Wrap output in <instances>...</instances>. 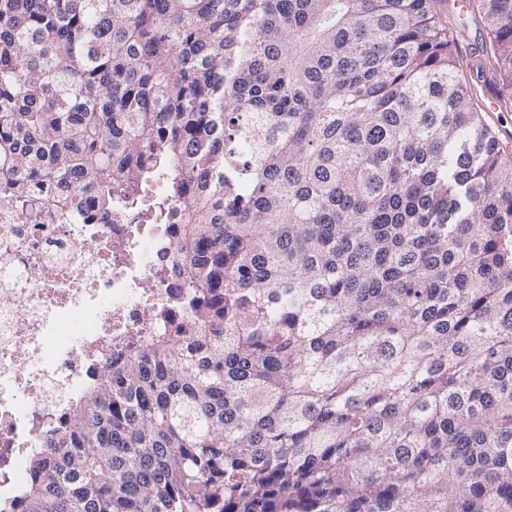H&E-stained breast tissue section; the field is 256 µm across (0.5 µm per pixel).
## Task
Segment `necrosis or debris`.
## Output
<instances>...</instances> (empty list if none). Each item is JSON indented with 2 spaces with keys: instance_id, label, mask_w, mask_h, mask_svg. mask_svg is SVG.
<instances>
[{
  "instance_id": "necrosis-or-debris-1",
  "label": "necrosis or debris",
  "mask_w": 512,
  "mask_h": 512,
  "mask_svg": "<svg viewBox=\"0 0 512 512\" xmlns=\"http://www.w3.org/2000/svg\"><path fill=\"white\" fill-rule=\"evenodd\" d=\"M171 206L159 176L91 221H39L0 193L1 505L114 349L154 335L177 283V238L159 219Z\"/></svg>"
}]
</instances>
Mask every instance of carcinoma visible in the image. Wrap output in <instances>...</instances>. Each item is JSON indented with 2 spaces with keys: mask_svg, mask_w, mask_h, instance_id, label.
<instances>
[{
  "mask_svg": "<svg viewBox=\"0 0 512 512\" xmlns=\"http://www.w3.org/2000/svg\"><path fill=\"white\" fill-rule=\"evenodd\" d=\"M156 175L180 317L11 512H512V159L430 0H0L4 190Z\"/></svg>",
  "mask_w": 512,
  "mask_h": 512,
  "instance_id": "1",
  "label": "carcinoma"
}]
</instances>
